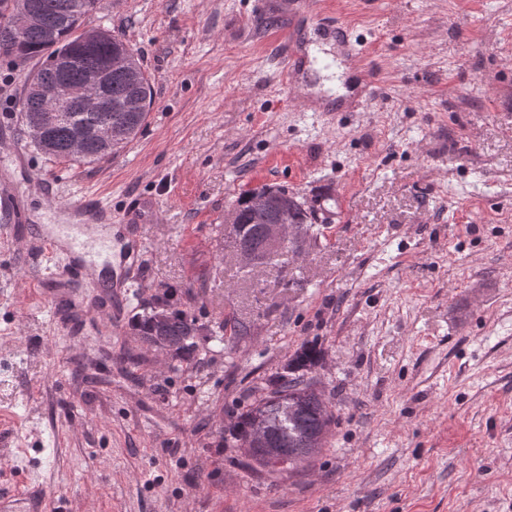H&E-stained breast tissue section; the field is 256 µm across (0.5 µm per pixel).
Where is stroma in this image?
Here are the masks:
<instances>
[{"label": "stroma", "mask_w": 512, "mask_h": 512, "mask_svg": "<svg viewBox=\"0 0 512 512\" xmlns=\"http://www.w3.org/2000/svg\"><path fill=\"white\" fill-rule=\"evenodd\" d=\"M254 0H97L154 90L141 133L93 164L31 147L34 62L0 57V175L28 231L125 258L126 287L60 282L0 240V495L56 512H512V0H317L320 46L365 35L377 92L321 112L279 80L287 11ZM315 216L287 265L243 266L224 217L246 189ZM112 213L71 223V204ZM195 311V363L146 350L132 316ZM111 305V316L101 312ZM247 326L216 336L215 323ZM336 415L309 465L270 474L225 430L301 345ZM24 503L26 506L21 510H7L5 509V500L0 498V511L1 512H52L54 510L51 499L42 491L26 490L23 494Z\"/></svg>", "instance_id": "1"}]
</instances>
